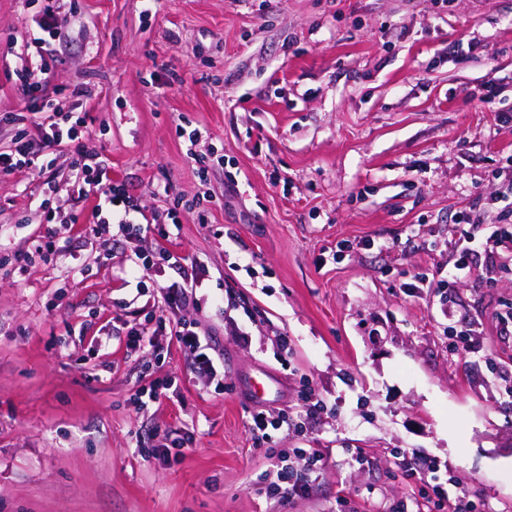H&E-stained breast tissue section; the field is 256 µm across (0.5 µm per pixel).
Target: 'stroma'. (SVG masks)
<instances>
[{
	"instance_id": "stroma-1",
	"label": "stroma",
	"mask_w": 512,
	"mask_h": 512,
	"mask_svg": "<svg viewBox=\"0 0 512 512\" xmlns=\"http://www.w3.org/2000/svg\"><path fill=\"white\" fill-rule=\"evenodd\" d=\"M49 0H0V117L26 113L16 72ZM82 19L57 46L49 95L88 99L83 149L108 158L151 223L104 246L58 232L55 261L18 269L67 211L56 182L0 177V512H429L408 476L481 512H512V251L475 244L456 271L459 212L496 221L512 183V0H60ZM462 41L458 52L448 45ZM496 91L493 107L474 91ZM206 135L207 178L180 129ZM375 247H366V240ZM166 243L203 287L182 309L224 363V388L188 354L131 350L152 297L122 285ZM421 273L444 292H408ZM467 329L452 354L451 327ZM281 384L271 413L324 409L305 429L248 431L242 387ZM176 389L137 407V376ZM194 431L167 465L153 426ZM319 448L271 487V452ZM293 452L305 458L307 473L305 474V479L294 481L291 484V488H288V491L295 495H303L310 485L309 482H312L310 479L311 475L319 468L318 465H321L323 453L319 448H299L298 450H293Z\"/></svg>"
}]
</instances>
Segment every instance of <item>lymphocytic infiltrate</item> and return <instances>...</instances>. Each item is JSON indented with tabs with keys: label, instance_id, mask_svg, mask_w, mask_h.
<instances>
[{
	"label": "lymphocytic infiltrate",
	"instance_id": "1",
	"mask_svg": "<svg viewBox=\"0 0 512 512\" xmlns=\"http://www.w3.org/2000/svg\"><path fill=\"white\" fill-rule=\"evenodd\" d=\"M75 21V16L52 13L41 24L39 34L30 40L33 52L16 77L31 105L27 115L21 116L20 126L12 128L8 149L0 151L1 177L38 168L37 148L68 149L82 136L84 117L62 112L59 105L47 97L51 75L49 62L56 55L55 43L61 29ZM70 180V212H50L48 221L67 230L73 229L84 205L88 204L94 218L89 227L91 234L100 236L114 227L127 239L142 235L144 225L132 219L133 214L141 210L137 197L128 192L122 181L113 178L111 165L101 155L77 150L71 163ZM156 267L172 272L169 279L149 283L158 311L156 327L149 338L141 332L130 331L128 347H149L158 352L163 350L165 343H177L188 352L189 369L193 375L215 384L216 388H223L224 374L208 345L203 344L197 324L178 315L180 307L193 301L196 295L197 281L192 263L173 249L161 246L153 253L141 255L137 265L138 270L145 273Z\"/></svg>",
	"mask_w": 512,
	"mask_h": 512
}]
</instances>
